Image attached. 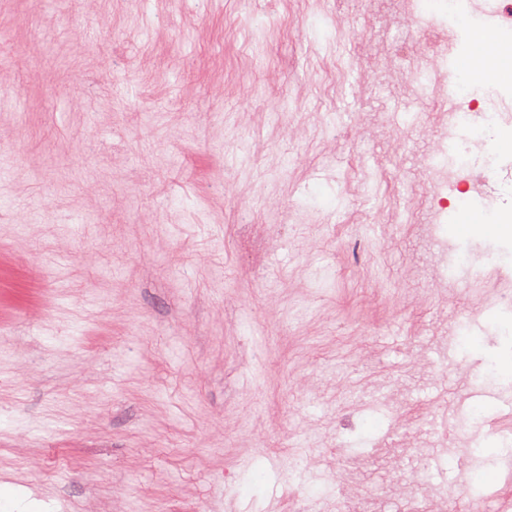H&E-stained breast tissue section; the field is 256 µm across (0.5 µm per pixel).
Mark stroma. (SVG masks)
<instances>
[{"mask_svg": "<svg viewBox=\"0 0 512 512\" xmlns=\"http://www.w3.org/2000/svg\"><path fill=\"white\" fill-rule=\"evenodd\" d=\"M409 27L394 0H0V512H394L453 325L479 393L449 435L500 412L512 309L464 324L472 292L422 280L429 225L377 220L433 146L388 121ZM462 133L497 161L448 211L469 267L505 238L471 222L512 195V124Z\"/></svg>", "mask_w": 512, "mask_h": 512, "instance_id": "obj_1", "label": "stroma"}]
</instances>
